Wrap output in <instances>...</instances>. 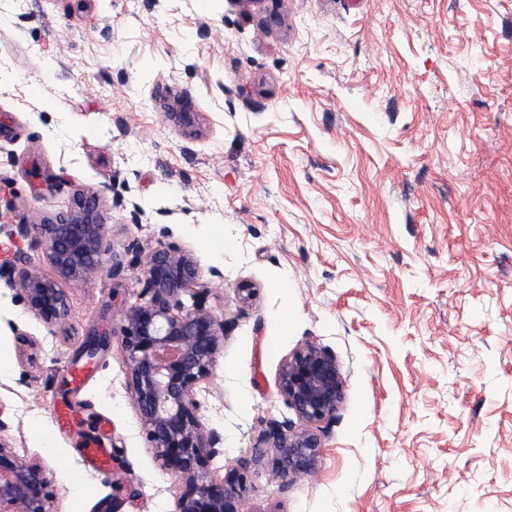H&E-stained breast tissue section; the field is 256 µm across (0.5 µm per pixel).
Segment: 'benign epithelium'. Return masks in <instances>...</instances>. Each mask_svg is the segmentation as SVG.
<instances>
[{
	"mask_svg": "<svg viewBox=\"0 0 512 512\" xmlns=\"http://www.w3.org/2000/svg\"><path fill=\"white\" fill-rule=\"evenodd\" d=\"M167 116L194 136L199 113L182 100L168 104ZM14 236L31 240L54 268L57 278L43 276L26 252L0 268L15 281L27 312L45 325H57L67 312L66 296L57 279L83 280L103 270L116 275L123 260L108 251L104 212L98 195L77 187L69 208L40 224H17ZM142 295L122 313L121 340L128 388L144 430L148 448L160 467L185 483L176 512H245L237 485L252 465L272 451L271 471L286 488L317 469L326 426L344 400L345 378L336 357L306 341L289 355L279 375V390L296 417L270 420L256 438L255 455L227 480L205 477L207 462L221 452L224 436L200 422L196 387L207 380L224 348V318L205 308L209 293L193 257L168 246L146 257ZM110 333L92 330L75 359L93 362L110 346ZM52 478L37 460L19 457L0 438V512H53Z\"/></svg>",
	"mask_w": 512,
	"mask_h": 512,
	"instance_id": "obj_1",
	"label": "benign epithelium"
}]
</instances>
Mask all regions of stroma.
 <instances>
[{
    "label": "stroma",
    "mask_w": 512,
    "mask_h": 512,
    "mask_svg": "<svg viewBox=\"0 0 512 512\" xmlns=\"http://www.w3.org/2000/svg\"><path fill=\"white\" fill-rule=\"evenodd\" d=\"M166 96L194 103L199 137ZM77 186L100 193L121 273L60 281L51 329L0 278V418L50 470L55 512H175L184 490L147 447L119 341L58 391L161 245L192 255L226 320L197 391L224 434L209 475L292 417L278 380L298 345L346 380L316 472L284 488L251 467L246 512H512V0H0V245L54 277L13 229ZM95 440L111 472L83 473Z\"/></svg>",
    "instance_id": "35a3bbf8"
}]
</instances>
